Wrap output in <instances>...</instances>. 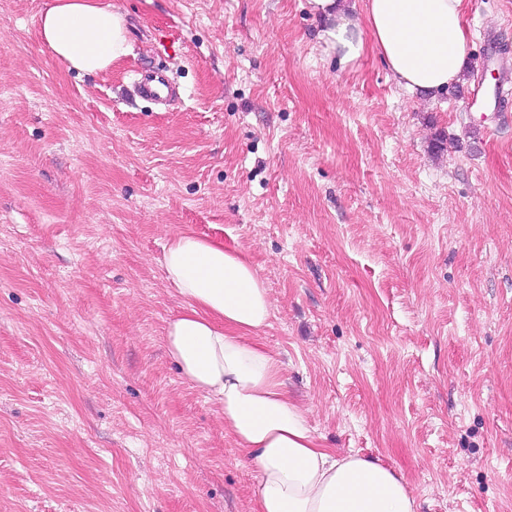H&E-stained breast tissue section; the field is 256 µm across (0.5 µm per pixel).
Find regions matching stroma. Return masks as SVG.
I'll return each mask as SVG.
<instances>
[{
	"mask_svg": "<svg viewBox=\"0 0 512 512\" xmlns=\"http://www.w3.org/2000/svg\"><path fill=\"white\" fill-rule=\"evenodd\" d=\"M51 2L0 0V512H256L167 355L183 232L256 266L327 447L418 512H512V95L471 105L512 77V0H464L470 67L433 97L342 66L310 0H108L132 50L96 75L41 43ZM136 88L141 97L153 101H161L172 94L168 79L162 75L142 78L136 83Z\"/></svg>",
	"mask_w": 512,
	"mask_h": 512,
	"instance_id": "obj_1",
	"label": "stroma"
}]
</instances>
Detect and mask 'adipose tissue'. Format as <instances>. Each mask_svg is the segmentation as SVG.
I'll use <instances>...</instances> for the list:
<instances>
[{"label":"adipose tissue","mask_w":512,"mask_h":512,"mask_svg":"<svg viewBox=\"0 0 512 512\" xmlns=\"http://www.w3.org/2000/svg\"><path fill=\"white\" fill-rule=\"evenodd\" d=\"M341 64L366 51L400 86L436 95L463 79L469 40L463 0H311ZM39 37L69 69L95 74L130 51L120 12L99 0H53ZM182 300L166 349L182 376L220 406L224 429L258 478L257 512H417L402 475L326 447L290 397L277 356L259 342L272 301L241 250L191 233L163 255Z\"/></svg>","instance_id":"ef3b65f1"}]
</instances>
